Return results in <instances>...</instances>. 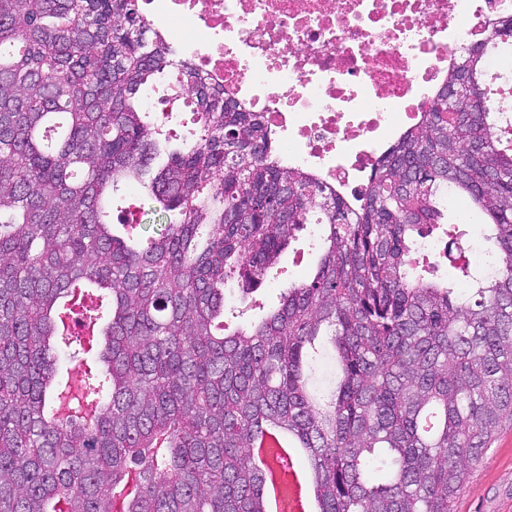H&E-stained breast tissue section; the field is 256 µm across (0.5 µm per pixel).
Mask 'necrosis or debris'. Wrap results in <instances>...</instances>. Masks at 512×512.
I'll return each mask as SVG.
<instances>
[{"instance_id":"4bbe7bcc","label":"necrosis or debris","mask_w":512,"mask_h":512,"mask_svg":"<svg viewBox=\"0 0 512 512\" xmlns=\"http://www.w3.org/2000/svg\"><path fill=\"white\" fill-rule=\"evenodd\" d=\"M212 86L263 113L279 164L351 208L374 162L418 124L456 55L512 0H141Z\"/></svg>"}]
</instances>
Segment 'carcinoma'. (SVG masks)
Masks as SVG:
<instances>
[{"instance_id": "1", "label": "carcinoma", "mask_w": 512, "mask_h": 512, "mask_svg": "<svg viewBox=\"0 0 512 512\" xmlns=\"http://www.w3.org/2000/svg\"><path fill=\"white\" fill-rule=\"evenodd\" d=\"M485 30L448 69L489 98ZM177 70L198 137L149 119L142 88ZM378 159L350 209L276 160L265 117L224 98L152 32L138 0H0V512H266L249 448L304 449L319 512H453L468 467L512 419V145L487 109H440ZM136 189L165 219L114 234ZM460 196L487 219L485 273L463 254L424 275L416 238ZM316 224L313 276L261 320L224 321ZM96 290L105 339L83 391L91 423L54 415L57 328ZM142 196L138 194L128 193L126 191H121L113 195L112 197V205L110 207V222L113 225L114 232H121L122 226L120 224L126 223V214L129 210L127 216L132 219V213H136L139 210V206L141 203ZM138 219H141V213L137 212Z\"/></svg>"}]
</instances>
